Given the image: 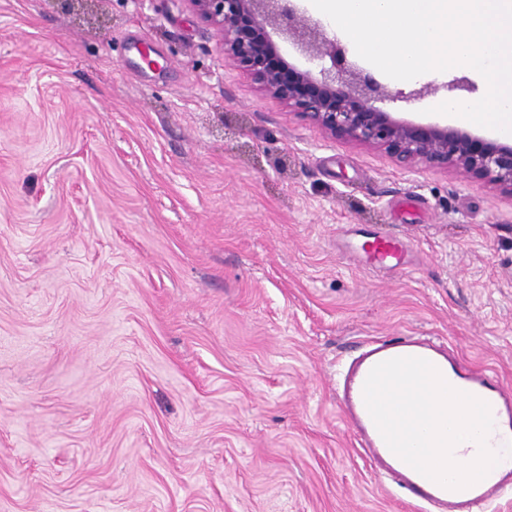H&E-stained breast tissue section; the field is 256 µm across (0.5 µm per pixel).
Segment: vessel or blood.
Here are the masks:
<instances>
[{"instance_id": "1", "label": "vessel or blood", "mask_w": 512, "mask_h": 512, "mask_svg": "<svg viewBox=\"0 0 512 512\" xmlns=\"http://www.w3.org/2000/svg\"><path fill=\"white\" fill-rule=\"evenodd\" d=\"M360 250L369 270L377 274L403 266L407 253L405 242L393 235L373 237ZM397 357L428 360L451 387L489 404L494 421L491 445L503 458L498 471L469 487L450 489L423 476L390 450L366 407L364 384L375 365ZM336 391L354 442L368 461L436 512H473L512 488V386L489 369L464 365L447 345L418 336L368 342L339 370Z\"/></svg>"}]
</instances>
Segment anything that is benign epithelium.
Wrapping results in <instances>:
<instances>
[{
  "label": "benign epithelium",
  "mask_w": 512,
  "mask_h": 512,
  "mask_svg": "<svg viewBox=\"0 0 512 512\" xmlns=\"http://www.w3.org/2000/svg\"><path fill=\"white\" fill-rule=\"evenodd\" d=\"M207 26L226 61L251 74L259 89L298 112L331 139L382 149L400 167L454 168L512 197V142L487 140L459 127L416 124L385 109L441 96L466 101L477 86L465 76L392 92L361 68L325 23L299 0H183ZM290 43L310 68L280 62Z\"/></svg>",
  "instance_id": "7a95c632"
}]
</instances>
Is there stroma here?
Here are the masks:
<instances>
[{
	"mask_svg": "<svg viewBox=\"0 0 512 512\" xmlns=\"http://www.w3.org/2000/svg\"><path fill=\"white\" fill-rule=\"evenodd\" d=\"M396 336L512 384V197L327 138L184 0H0V512H420L336 405ZM359 249L373 273L397 269L405 264L407 247L405 242L393 235L375 236L363 242Z\"/></svg>",
	"mask_w": 512,
	"mask_h": 512,
	"instance_id": "35a3bbf8",
	"label": "stroma"
}]
</instances>
